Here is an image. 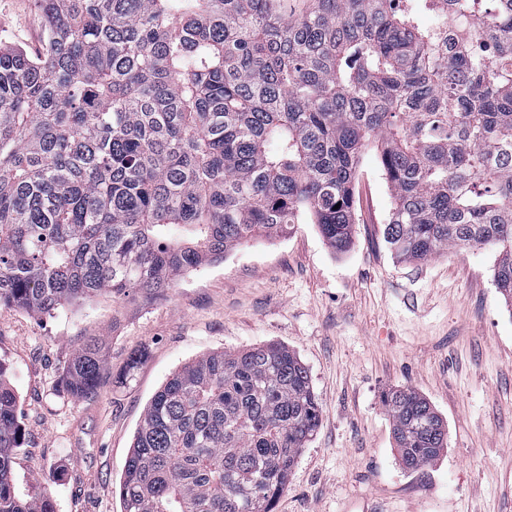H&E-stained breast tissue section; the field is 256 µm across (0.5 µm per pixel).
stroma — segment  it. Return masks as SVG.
Masks as SVG:
<instances>
[{"label":"stroma","mask_w":512,"mask_h":512,"mask_svg":"<svg viewBox=\"0 0 512 512\" xmlns=\"http://www.w3.org/2000/svg\"><path fill=\"white\" fill-rule=\"evenodd\" d=\"M0 43L42 54L38 0H0ZM393 198L380 154H362L346 252L317 225L262 234L123 300L103 295L34 318L0 306V362L20 398L18 488L56 512H121L119 484L145 407L178 367L212 351L275 343L307 367L322 414L275 512H512V309L497 252L395 258L383 240ZM97 337V396L66 393L72 347ZM141 361L130 366L133 352ZM411 387L444 419L430 468H402L383 404Z\"/></svg>","instance_id":"1"}]
</instances>
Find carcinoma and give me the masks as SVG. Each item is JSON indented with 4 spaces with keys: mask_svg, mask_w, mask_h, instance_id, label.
<instances>
[{
    "mask_svg": "<svg viewBox=\"0 0 512 512\" xmlns=\"http://www.w3.org/2000/svg\"><path fill=\"white\" fill-rule=\"evenodd\" d=\"M39 2L45 52L0 46V305L160 293L296 224L343 252L375 143L395 256L495 247L512 306V0ZM103 373L89 336L63 381L79 401ZM384 404L403 468L434 465L431 404ZM18 410L0 364V512H55L17 490ZM320 418L288 347L203 354L145 407L122 512H274Z\"/></svg>",
    "mask_w": 512,
    "mask_h": 512,
    "instance_id": "cac0c4a2",
    "label": "carcinoma"
}]
</instances>
